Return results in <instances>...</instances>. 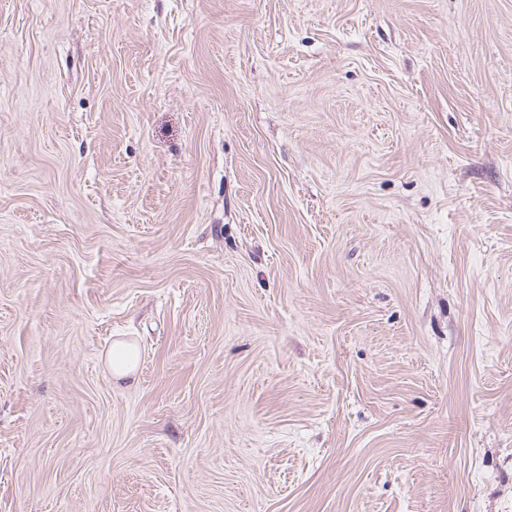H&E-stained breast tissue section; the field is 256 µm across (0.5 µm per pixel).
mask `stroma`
<instances>
[{"instance_id": "35a3bbf8", "label": "stroma", "mask_w": 512, "mask_h": 512, "mask_svg": "<svg viewBox=\"0 0 512 512\" xmlns=\"http://www.w3.org/2000/svg\"><path fill=\"white\" fill-rule=\"evenodd\" d=\"M0 512H512V0H0ZM103 361L116 381L133 380L139 363L138 347L133 342L117 340L112 343Z\"/></svg>"}]
</instances>
